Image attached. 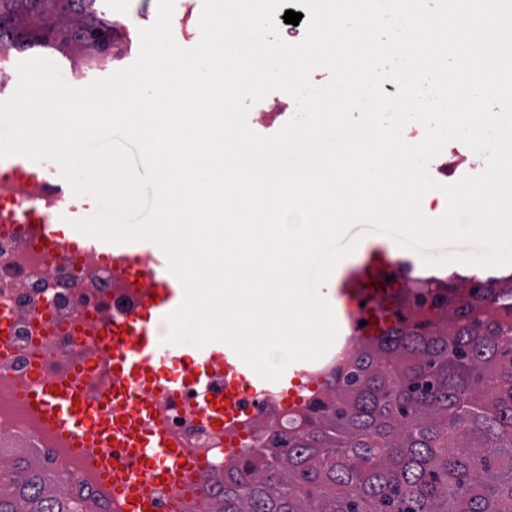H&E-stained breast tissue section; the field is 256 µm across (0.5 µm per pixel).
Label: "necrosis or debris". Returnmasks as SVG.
<instances>
[{
    "label": "necrosis or debris",
    "instance_id": "necrosis-or-debris-1",
    "mask_svg": "<svg viewBox=\"0 0 512 512\" xmlns=\"http://www.w3.org/2000/svg\"><path fill=\"white\" fill-rule=\"evenodd\" d=\"M52 207L34 180L0 190V312L10 314L13 336L9 350L0 352V457L11 455L17 436H35L43 445L24 449L25 458L61 477L76 460L74 450L29 415L24 394L38 378L69 376L88 359H103L101 335L109 334L113 321L139 311L126 281L143 273L145 261L132 258L120 273L110 258L82 255L66 239L41 244L29 235V222ZM160 407L198 472L189 485L190 499L170 488L158 490L159 512H171L178 499L183 512H212L209 489L232 461V448L253 451L265 440L286 438L294 421L293 408L252 395L246 386L238 408L252 419L253 430L237 440L213 429L192 397L164 399Z\"/></svg>",
    "mask_w": 512,
    "mask_h": 512
}]
</instances>
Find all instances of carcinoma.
<instances>
[{
	"label": "carcinoma",
	"mask_w": 512,
	"mask_h": 512,
	"mask_svg": "<svg viewBox=\"0 0 512 512\" xmlns=\"http://www.w3.org/2000/svg\"><path fill=\"white\" fill-rule=\"evenodd\" d=\"M84 0H0V51H105ZM214 512H512V275L360 341L267 455L213 489ZM0 512H76L26 459L0 461Z\"/></svg>",
	"instance_id": "obj_1"
}]
</instances>
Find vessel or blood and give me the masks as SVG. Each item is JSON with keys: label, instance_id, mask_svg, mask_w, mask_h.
I'll return each mask as SVG.
<instances>
[{"label": "vessel or blood", "instance_id": "b4317fda", "mask_svg": "<svg viewBox=\"0 0 512 512\" xmlns=\"http://www.w3.org/2000/svg\"><path fill=\"white\" fill-rule=\"evenodd\" d=\"M2 172L36 176L53 198V210L30 226L31 236L54 243V225L82 219L76 196L55 161L34 162L21 155L0 157ZM68 238L81 253L111 257L118 268L124 267L130 253L145 257L146 274L136 283L140 310L113 322L111 335L103 339L108 378L104 390L88 395L76 375L48 378L27 392V402L34 417L78 448V468L94 474L97 490L108 501L110 512H156L151 486L162 480L181 485L189 457L182 441L170 431L166 417L150 402V394L174 397L192 389L208 421L219 422L228 433L247 434L252 423L237 418L235 392L221 387L217 371L235 380L250 377L257 395L285 396L292 393L307 364L293 362L278 380L268 381L256 375L225 342L212 341L201 347L169 342L168 317L182 305L185 290L170 271L161 247L150 240L107 243L73 228ZM371 254L367 239H360L348 256L350 266L340 288L322 293L328 304L344 296H373L369 284L383 267L372 261Z\"/></svg>", "mask_w": 512, "mask_h": 512}]
</instances>
